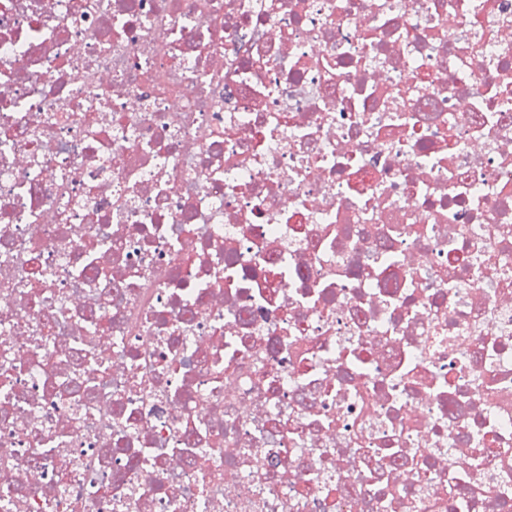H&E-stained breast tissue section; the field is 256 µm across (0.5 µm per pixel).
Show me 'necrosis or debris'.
I'll list each match as a JSON object with an SVG mask.
<instances>
[{
	"label": "necrosis or debris",
	"instance_id": "obj_1",
	"mask_svg": "<svg viewBox=\"0 0 512 512\" xmlns=\"http://www.w3.org/2000/svg\"><path fill=\"white\" fill-rule=\"evenodd\" d=\"M0 512H512V0H0Z\"/></svg>",
	"mask_w": 512,
	"mask_h": 512
}]
</instances>
